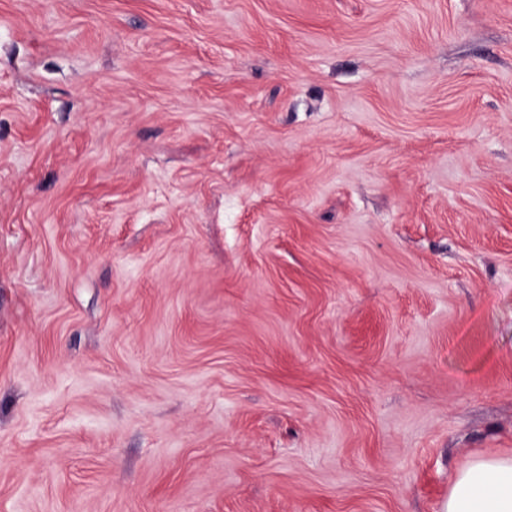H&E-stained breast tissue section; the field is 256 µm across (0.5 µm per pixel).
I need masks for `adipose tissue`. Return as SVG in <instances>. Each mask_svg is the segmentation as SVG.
I'll use <instances>...</instances> for the list:
<instances>
[{
    "label": "adipose tissue",
    "mask_w": 512,
    "mask_h": 512,
    "mask_svg": "<svg viewBox=\"0 0 512 512\" xmlns=\"http://www.w3.org/2000/svg\"><path fill=\"white\" fill-rule=\"evenodd\" d=\"M444 512H512V456L471 461L454 481Z\"/></svg>",
    "instance_id": "obj_1"
}]
</instances>
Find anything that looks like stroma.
<instances>
[{"label": "stroma", "mask_w": 512, "mask_h": 512, "mask_svg": "<svg viewBox=\"0 0 512 512\" xmlns=\"http://www.w3.org/2000/svg\"><path fill=\"white\" fill-rule=\"evenodd\" d=\"M511 455L512 0H0V512Z\"/></svg>", "instance_id": "1"}]
</instances>
